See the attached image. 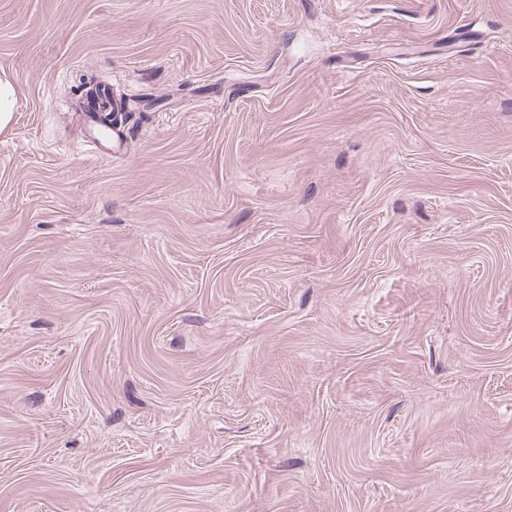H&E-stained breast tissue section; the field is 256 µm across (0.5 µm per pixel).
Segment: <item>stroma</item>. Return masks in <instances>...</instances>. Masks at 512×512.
<instances>
[{"label": "stroma", "mask_w": 512, "mask_h": 512, "mask_svg": "<svg viewBox=\"0 0 512 512\" xmlns=\"http://www.w3.org/2000/svg\"><path fill=\"white\" fill-rule=\"evenodd\" d=\"M0 76V512H512V0H0ZM17 102L14 84L7 77L0 78V129L11 121L12 112Z\"/></svg>", "instance_id": "stroma-1"}]
</instances>
